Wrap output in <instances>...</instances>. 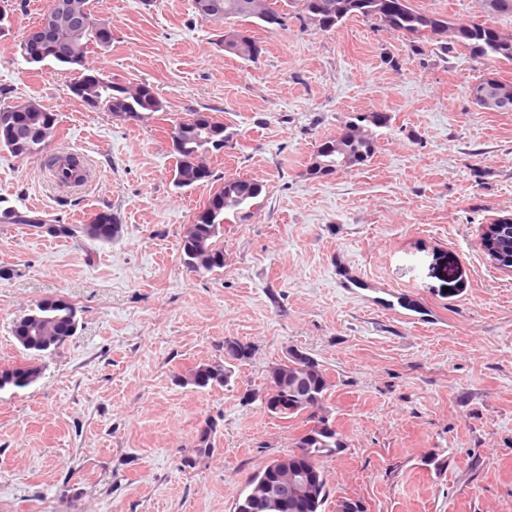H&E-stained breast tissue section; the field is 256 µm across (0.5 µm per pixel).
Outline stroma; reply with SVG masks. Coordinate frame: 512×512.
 I'll return each instance as SVG.
<instances>
[{"label":"stroma","mask_w":512,"mask_h":512,"mask_svg":"<svg viewBox=\"0 0 512 512\" xmlns=\"http://www.w3.org/2000/svg\"><path fill=\"white\" fill-rule=\"evenodd\" d=\"M115 31L89 63L149 83L166 109L127 124L74 97L70 70L39 67L18 41L50 0H26L0 37V107L34 100L58 118L47 154L0 151V201L50 224L111 213L109 243L55 239L0 223V365L22 357L14 321L67 299L79 328L25 389L0 392V512H233L251 476L291 452L301 418L264 408L286 352L325 369L327 407L346 446L325 459L329 497L366 512H512V270L482 237L512 216V112L469 95L512 81V64L462 47L413 46L360 17L322 32L298 4L288 24L251 27L258 63L225 52V23L194 0H90ZM452 24L512 33L483 0H414ZM205 112L233 134L207 157L215 178H251L266 200L224 227V267L181 261L187 224L212 185L176 188L168 133ZM388 114L365 166L312 178L320 142L351 117ZM64 151L97 174L63 189L48 160ZM253 345L230 383L180 385L185 367ZM208 456L193 455L205 419Z\"/></svg>","instance_id":"stroma-1"}]
</instances>
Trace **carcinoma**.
I'll use <instances>...</instances> for the list:
<instances>
[{
    "label": "carcinoma",
    "mask_w": 512,
    "mask_h": 512,
    "mask_svg": "<svg viewBox=\"0 0 512 512\" xmlns=\"http://www.w3.org/2000/svg\"><path fill=\"white\" fill-rule=\"evenodd\" d=\"M304 18L320 31H332L344 21L354 16L374 19L380 0H299ZM210 11L201 14L205 19L224 21L242 18L266 31L276 30L286 25L288 14L275 6L274 0H266L265 7L256 6L258 0H208ZM448 19L426 12L414 4H409L387 16L380 22L384 28L396 32L411 42L434 41L441 48L448 45H460L474 58L495 62L512 63V36L483 24L456 25L448 30L444 25ZM66 44L70 48L67 57H58L49 52L52 45ZM98 46L95 34L91 30L78 32L68 26H55L49 29L34 47L28 39L17 44L19 54H43L41 62L52 61L65 66L76 73L70 86L71 92L78 98L87 96L93 99V106L102 107L113 113L117 109L133 112L139 120L165 111V103L158 93H141L142 84L125 83L120 92L113 90L115 79L102 77V73L89 65L88 53ZM20 107L30 113L32 124L22 125L18 129V140L7 142L0 140V147L8 150L16 158H28L43 154L40 149L39 126L43 117L54 118V113L44 110L32 101L20 103ZM389 117L381 112L368 115L356 114L340 128L336 136L322 142L316 149L317 157L322 160V169L310 172L312 176L332 174L343 168L333 153H326L327 144H338L350 160V167L365 165L376 150V129L387 125ZM180 129L182 143L176 151L178 156L174 170V183L179 188L190 187L186 181L187 167L202 162V158L212 154L208 146L217 140H229L224 123L204 112H195L192 117L175 124ZM263 199V185L241 177H228L209 196L208 204L215 207L216 217L209 222L194 225L191 235L183 236L181 253L183 264L195 273L205 276L224 268V223L229 219H244L243 213L260 207ZM122 231L119 224L112 229L94 228L89 224H72L70 230L61 234L63 238L78 235L92 241L109 243ZM63 299L45 298L34 309L20 317L17 323H27L28 335L13 333L17 345L24 354V363L0 367V392L24 389L36 383L43 369V359L55 353L72 338L78 328L76 308L61 307ZM253 348L237 339H224V361L200 363L190 369L195 380L190 385L199 388L224 387L232 377V367L251 358ZM278 373L288 392V411L279 414L282 419L295 418L307 411L326 409L329 382L322 365L309 354L294 361H280L274 364L268 374ZM217 430L214 421H205L197 430V441L193 448L194 457L185 460L192 465L194 458L209 454L212 450V434ZM293 447L311 449L310 460L317 470H322L320 461L336 453V449L345 447L342 434L315 432L303 438H294ZM277 462L272 459L252 476L247 488L236 499L234 512H274L271 506L258 507L253 503L255 488L271 479V468Z\"/></svg>",
    "instance_id": "cac0c4a2"
}]
</instances>
